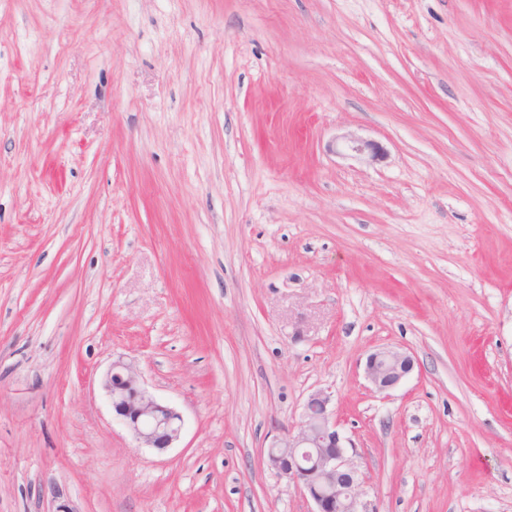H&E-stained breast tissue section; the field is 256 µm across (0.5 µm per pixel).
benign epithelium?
Wrapping results in <instances>:
<instances>
[{"mask_svg": "<svg viewBox=\"0 0 512 512\" xmlns=\"http://www.w3.org/2000/svg\"><path fill=\"white\" fill-rule=\"evenodd\" d=\"M342 148L353 156L377 159L381 147L354 134L344 137ZM414 357L397 347L382 346L366 357L364 376L375 392L388 394L414 370ZM112 412L142 446L163 451L182 434L183 418L173 407L151 396L133 366L119 356L102 379ZM331 393L312 392L298 426L274 437L267 465L293 482L315 505L314 512H374L362 502L358 470L345 438L337 429Z\"/></svg>", "mask_w": 512, "mask_h": 512, "instance_id": "1", "label": "benign epithelium"}]
</instances>
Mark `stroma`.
<instances>
[{
  "mask_svg": "<svg viewBox=\"0 0 512 512\" xmlns=\"http://www.w3.org/2000/svg\"><path fill=\"white\" fill-rule=\"evenodd\" d=\"M318 389L375 512H512V0H0V512H312ZM343 139V150L351 153L352 156L375 160L381 154L382 148L374 141L364 140L354 134H348ZM414 357L397 347L382 346L366 357L364 376L375 392L388 395L414 370ZM112 412L142 446L163 451L182 434L183 418L173 407L151 396L133 366L119 356L102 379Z\"/></svg>",
  "mask_w": 512,
  "mask_h": 512,
  "instance_id": "stroma-1",
  "label": "stroma"
}]
</instances>
